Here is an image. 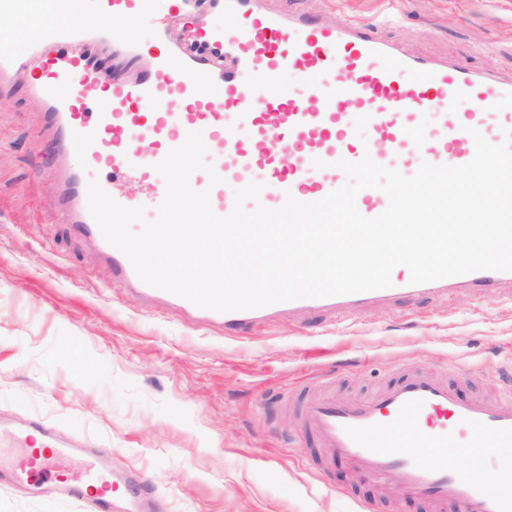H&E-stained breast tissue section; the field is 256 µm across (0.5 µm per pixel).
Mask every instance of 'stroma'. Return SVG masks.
<instances>
[{
	"mask_svg": "<svg viewBox=\"0 0 512 512\" xmlns=\"http://www.w3.org/2000/svg\"><path fill=\"white\" fill-rule=\"evenodd\" d=\"M376 25L405 52L512 76V0H267ZM57 135L25 81L0 89V415L39 419L140 471L155 512H366L375 485L336 455L309 466L279 396L336 378L338 395L372 392L405 364L474 377L472 398L512 372V299L451 291L357 320L274 315L243 340L148 306L113 282L95 247L60 223L40 180Z\"/></svg>",
	"mask_w": 512,
	"mask_h": 512,
	"instance_id": "obj_1",
	"label": "stroma"
}]
</instances>
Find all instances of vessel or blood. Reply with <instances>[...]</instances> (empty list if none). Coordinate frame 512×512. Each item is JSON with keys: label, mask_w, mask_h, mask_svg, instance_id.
<instances>
[{"label": "vessel or blood", "mask_w": 512, "mask_h": 512, "mask_svg": "<svg viewBox=\"0 0 512 512\" xmlns=\"http://www.w3.org/2000/svg\"><path fill=\"white\" fill-rule=\"evenodd\" d=\"M154 4L0 0V77L32 65L39 71L30 94L51 115L60 137L58 166L47 174L59 214L97 247L113 281L229 337L273 313L350 318L374 302L454 288L487 298L512 288V271L421 284L405 274L393 276L386 289L219 312L143 282L127 256L106 241L86 205L92 171L135 176L148 194L120 195L117 203L157 210L166 193L157 164L189 133H201L211 169L194 171L189 184L208 191L213 212L224 217L234 208L236 190L251 183L261 184L258 201L270 209L290 197L312 203L343 185L337 161L368 157L396 170H415L424 161L459 166L475 154L472 131L498 144L512 130V78L412 57L358 20L329 24L317 15L270 10L263 0H224L227 23L198 28L189 49L172 43L168 30L172 16L191 2L171 0L144 49L134 25L153 14ZM98 42L145 53L150 66L135 79L112 81L91 56ZM286 70L297 76L299 96L281 94ZM62 87L67 96H59ZM214 174L219 184H211ZM387 205L377 189L356 196L358 211L368 218ZM288 397L293 433L311 465L323 467L326 454H340L382 492L399 490L406 499L426 502L431 512H512V461L489 460L490 449L512 447V393L470 399L458 381L404 366L395 380L362 399L317 395L303 384ZM34 434L48 440L49 448L20 456L11 480L48 485L53 499L93 495L96 512H112L119 495L149 500L136 473H114L110 463L92 455L80 475L61 472L60 460L84 456L81 448L54 441L43 422L20 427L0 418V438L21 444ZM452 453L470 458L471 467H449Z\"/></svg>", "instance_id": "b4317fda"}]
</instances>
